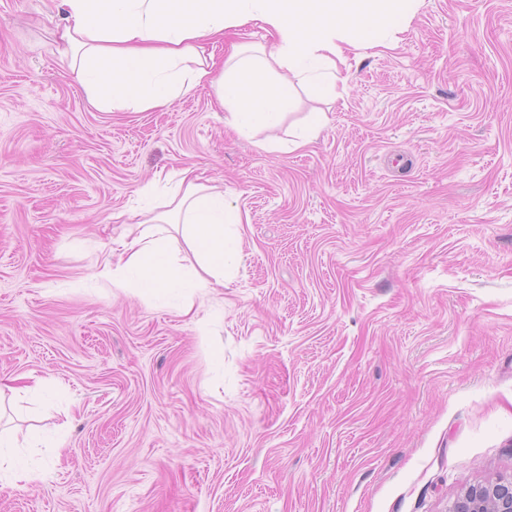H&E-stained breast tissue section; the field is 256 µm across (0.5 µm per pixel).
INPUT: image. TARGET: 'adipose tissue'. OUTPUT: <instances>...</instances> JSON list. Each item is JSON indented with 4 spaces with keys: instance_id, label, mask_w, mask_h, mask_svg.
Returning a JSON list of instances; mask_svg holds the SVG:
<instances>
[{
    "instance_id": "ef3b65f1",
    "label": "adipose tissue",
    "mask_w": 512,
    "mask_h": 512,
    "mask_svg": "<svg viewBox=\"0 0 512 512\" xmlns=\"http://www.w3.org/2000/svg\"><path fill=\"white\" fill-rule=\"evenodd\" d=\"M65 23L56 53L76 74L90 102L115 111L171 106L221 69L218 101L224 123L246 135L268 132L267 148L292 106L291 81L317 84L321 95L343 97L351 51L390 47L406 32L422 0H60ZM257 24L272 45L233 44L227 60L213 47L227 31ZM177 234L150 224L121 245L96 277L154 298L171 297L190 310L196 296L223 285L241 259L239 238L228 234L223 192L180 174L168 200ZM189 248L196 266L183 265ZM0 432V483L27 485L40 467L15 454Z\"/></svg>"
}]
</instances>
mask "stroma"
<instances>
[{
  "label": "stroma",
  "mask_w": 512,
  "mask_h": 512,
  "mask_svg": "<svg viewBox=\"0 0 512 512\" xmlns=\"http://www.w3.org/2000/svg\"><path fill=\"white\" fill-rule=\"evenodd\" d=\"M63 17L0 0V427L43 467L0 512H448L512 475V0H424L278 151L209 84L96 108ZM188 168L242 261L186 313L93 271Z\"/></svg>",
  "instance_id": "stroma-1"
}]
</instances>
